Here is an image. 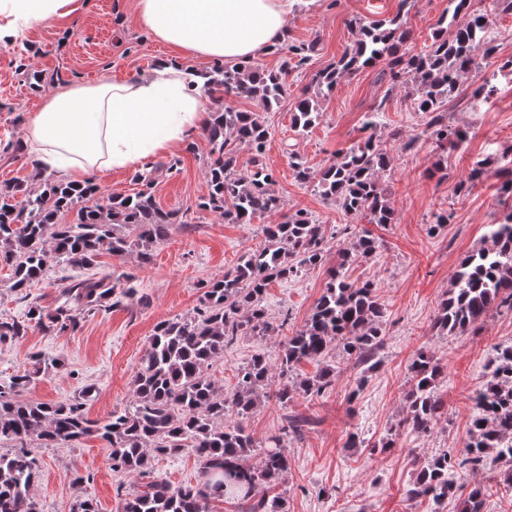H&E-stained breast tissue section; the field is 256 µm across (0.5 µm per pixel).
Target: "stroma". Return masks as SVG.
I'll use <instances>...</instances> for the list:
<instances>
[{
    "label": "stroma",
    "mask_w": 512,
    "mask_h": 512,
    "mask_svg": "<svg viewBox=\"0 0 512 512\" xmlns=\"http://www.w3.org/2000/svg\"><path fill=\"white\" fill-rule=\"evenodd\" d=\"M491 13L496 53L481 61L479 69L463 74L457 97L449 100L448 121L466 131L457 148L438 151L415 112L411 87L388 91L378 75L384 62L341 78L333 94L321 99L319 120L300 131L292 126L293 97L310 84L326 66L339 60L352 46L359 25L402 15L410 32L407 47L421 52L433 41L438 20L447 15L449 0H411L407 13H399V0H317L301 5L287 24L285 38L316 42L317 47L302 67L301 75H289L290 87L277 112L271 113L273 133L265 162L272 169L275 189L283 200L278 214L255 217L249 224H228L211 212L198 209L207 195L205 177L209 146L195 135L175 149L181 160L175 172L155 175L153 195L166 210L186 212L188 223L173 225L150 265H140L135 255H103L101 271L131 275L137 295L122 307L81 319L76 331L48 336L31 329L16 342L0 344V377L23 369L37 351L60 356L65 366L37 381L24 397L30 401L58 402L77 397L89 384L98 392L86 406L90 419L100 420L113 409L129 403L131 382L141 358L150 346L155 326L164 320L193 313L199 304V285L223 276L247 251L264 243L262 227L282 221L285 214L303 209L333 228L350 225L337 235L325 264L303 270L297 277L272 282L264 305L269 315L288 313L292 327L302 326L323 292L328 271L336 263V250L348 247L353 236L368 234L379 247L369 259L354 263L349 274L371 281L385 308V342L380 366L369 373L346 367L340 351H333L336 378L324 396L309 400L295 396L287 406L266 399L247 419L248 431L264 443L284 424L286 415L310 417L302 436L289 447L290 465L276 486L259 485L258 495L268 491L284 497L287 512H458L457 500L435 505L407 496L414 472L430 457L447 448H461L475 410L473 397L489 377L493 348L512 343V312L488 317L481 327L458 336H439L433 329L439 303L444 298L462 259L482 244L490 224L512 211V193L504 186L512 181V75L493 77L498 60L512 59V11H501L495 0H475ZM26 47L24 62L44 82L32 85L18 73L16 53ZM136 22L134 0H82L81 9L61 25H40L23 44L0 42V183L32 181L34 162L28 151L18 150L23 140V121L45 97L72 83L89 84L104 76L121 82L153 69L167 55ZM495 90L485 100H473L472 90L486 77ZM386 110L371 135L385 149L390 164L383 176L391 207L392 224L349 219L340 208L324 199L313 184L300 183L288 164L289 151L298 152L311 172L330 163L337 150L362 142L368 112L378 101ZM415 141L412 150H401L399 138ZM483 174L470 192L457 193L459 182L469 178L474 165ZM449 219L434 228L435 216ZM63 272L51 268L27 292L12 286L9 267L0 266V318L22 315L27 304L56 305ZM284 336L239 337L215 361L208 373L224 392L236 386V374L258 353L277 364ZM427 348L443 367L438 392L448 409V421L424 436L399 430L405 417L408 366L418 348ZM398 431L396 448L382 450L378 442ZM358 433L357 447H347L348 433ZM36 455L41 473L33 495L39 512H71L76 500H93L98 512H121V492L141 489L147 480L162 478L174 485L200 479V463L187 452L171 457L154 456L148 476L113 470L110 450L89 437L72 446L40 448ZM82 476L73 483L72 474Z\"/></svg>",
    "instance_id": "obj_1"
}]
</instances>
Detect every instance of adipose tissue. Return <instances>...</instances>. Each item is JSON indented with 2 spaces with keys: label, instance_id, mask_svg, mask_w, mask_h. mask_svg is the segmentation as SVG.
I'll return each instance as SVG.
<instances>
[{
  "label": "adipose tissue",
  "instance_id": "1",
  "mask_svg": "<svg viewBox=\"0 0 512 512\" xmlns=\"http://www.w3.org/2000/svg\"><path fill=\"white\" fill-rule=\"evenodd\" d=\"M316 0H135L139 26L174 55L136 78L76 83L45 98L25 121L24 144L36 167L66 177L135 170L184 143L210 119L186 57L250 61L283 42L300 4ZM80 0H0V41L63 20Z\"/></svg>",
  "mask_w": 512,
  "mask_h": 512
}]
</instances>
